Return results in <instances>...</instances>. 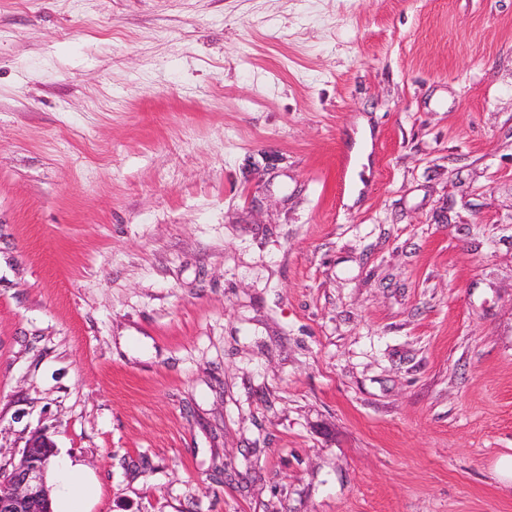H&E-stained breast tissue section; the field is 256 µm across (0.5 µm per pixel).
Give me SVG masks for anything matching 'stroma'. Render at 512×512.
Instances as JSON below:
<instances>
[{
  "instance_id": "1",
  "label": "stroma",
  "mask_w": 512,
  "mask_h": 512,
  "mask_svg": "<svg viewBox=\"0 0 512 512\" xmlns=\"http://www.w3.org/2000/svg\"><path fill=\"white\" fill-rule=\"evenodd\" d=\"M91 512H512V0H0V468ZM53 479L54 512H89L87 507L96 496L97 486L81 464L69 457L60 459L53 470Z\"/></svg>"
}]
</instances>
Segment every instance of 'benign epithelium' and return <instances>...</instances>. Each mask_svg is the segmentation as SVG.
Returning <instances> with one entry per match:
<instances>
[{
	"label": "benign epithelium",
	"mask_w": 512,
	"mask_h": 512,
	"mask_svg": "<svg viewBox=\"0 0 512 512\" xmlns=\"http://www.w3.org/2000/svg\"><path fill=\"white\" fill-rule=\"evenodd\" d=\"M55 445L46 436L34 434L10 471L0 470V512H52L47 474Z\"/></svg>",
	"instance_id": "7a95c632"
}]
</instances>
